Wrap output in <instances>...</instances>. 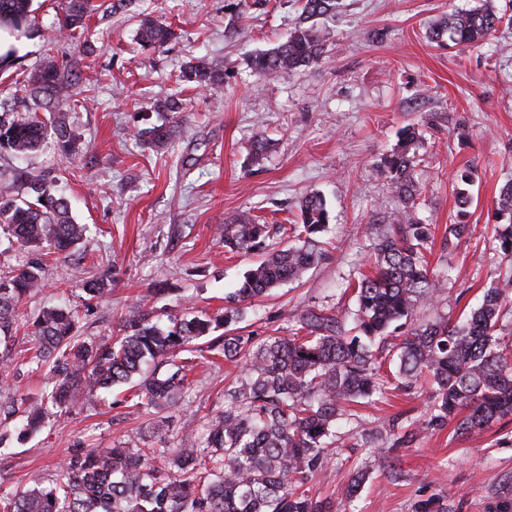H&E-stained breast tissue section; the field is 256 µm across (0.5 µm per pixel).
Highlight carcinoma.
Here are the masks:
<instances>
[{"instance_id":"carcinoma-1","label":"carcinoma","mask_w":512,"mask_h":512,"mask_svg":"<svg viewBox=\"0 0 512 512\" xmlns=\"http://www.w3.org/2000/svg\"><path fill=\"white\" fill-rule=\"evenodd\" d=\"M96 0H63L55 25L59 36L81 46ZM310 17L336 12V0H300ZM34 21L32 0H0V27L21 35ZM491 6L443 16L431 40H446L461 49L481 44L502 24ZM175 38L171 25L143 16L137 42L161 50ZM327 27H299L286 41L250 56L252 72L262 78L302 71L329 52ZM14 81L23 111L0 104V155L18 160L53 146L64 163L74 162L81 134L69 120L74 87L80 76L73 64L43 59ZM186 86L224 87V69L206 57L187 61L177 75ZM155 110L166 115L147 130L159 148L174 143L187 123L188 104L168 95ZM423 147L415 127L399 132L392 153L378 171L388 181L398 206L386 223L369 224L370 270L352 284L353 310L338 316L312 308L288 325V334L257 339L234 333L248 305L274 289L302 279L330 257L319 237L330 224L322 195L310 193L300 205L301 223L292 231L298 242L267 243L268 225L248 217L224 225V248L258 260L244 273L224 310L167 318L143 304L127 311L112 337L87 341L79 334V308L67 303L41 309L30 317L23 300L44 286L43 262L29 260L0 274V376H16L10 344L20 335L33 342L30 362L45 370L48 391L36 403L13 397L0 413L17 416L18 439L44 427L49 412L66 414L93 390L133 385V407L159 414L180 402L188 391L187 371L194 367L181 353L203 359L194 341L218 328L210 350L243 364L244 374L224 389V411L209 423L202 442L183 431L173 445L165 441L166 422H154L152 442L116 445L101 453L71 456L50 483L34 474L15 493L0 495V512H325L305 486L333 458L337 423L354 403L387 390L417 385L432 389L423 429L455 424L465 437L482 434L492 423L512 415V335L503 336L502 318L512 312V272L491 282L481 304L455 320L417 322L418 308L432 300L444 279L430 271L425 252L432 228L413 218L419 188L414 178ZM62 170H35L16 165L0 168V232L46 255L76 253L88 232L72 215L60 189ZM470 174L458 177L457 206L464 214L473 201ZM495 229L499 251L512 258V183L497 202ZM82 305L89 308L110 290L107 276L80 280ZM404 330L391 346L390 329Z\"/></svg>"}]
</instances>
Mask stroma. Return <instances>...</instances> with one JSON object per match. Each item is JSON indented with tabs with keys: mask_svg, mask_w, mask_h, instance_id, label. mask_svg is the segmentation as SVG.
Wrapping results in <instances>:
<instances>
[{
	"mask_svg": "<svg viewBox=\"0 0 512 512\" xmlns=\"http://www.w3.org/2000/svg\"><path fill=\"white\" fill-rule=\"evenodd\" d=\"M102 2L83 37L91 54L79 63L78 104L69 112L81 135V156L61 183L77 223L89 232L78 261L46 257L47 286L26 298L24 312L79 302L81 290L72 282L77 264L112 276L111 293L81 322L88 339L110 336L114 321L143 301L174 316L217 312L253 262L225 252V224L248 212L277 225L274 242L287 243L302 198L319 192L331 216L333 258L301 282L256 300L239 326L246 334L280 335L289 319L313 307L344 314L353 306L347 286L365 269L363 229L396 206L374 168L407 126L416 127L424 143L415 177L421 192L416 215L433 227L427 259L434 272L449 276L418 319L455 318L478 307L491 276L512 270L493 238L496 200L512 181V27L500 26L482 46L461 54L429 38L448 12L489 3L509 17L512 0H341L327 22L335 32L328 57L270 81L252 73L248 58L301 22L298 0H270L265 10L243 13L233 33L227 30L231 0ZM33 8L37 28L21 52L22 70L71 52L46 36L61 0H33ZM150 12L178 34L160 51L136 42L138 20ZM202 56L223 66V91L177 83L181 66ZM171 93L187 99L190 121L174 148L155 150L137 131L159 123L154 104ZM261 132L275 148L252 166L247 149ZM465 171L474 178L465 218L474 231L456 240L446 228L457 215L456 176ZM161 280L173 283L175 293L151 296L150 287ZM12 355L20 375L0 390V401L41 396L46 379L29 362V342L16 340ZM239 373L223 360L199 364L187 394L168 412V439L186 428L205 437L209 418L224 409L225 387ZM130 394L125 385L99 390L21 442L13 420L0 416V493L25 486L33 472L55 479L73 454L148 435L152 418L124 406ZM429 395L417 387L356 407L339 424L348 435L345 446L309 483L310 495L328 512H418L427 501L447 512H501L512 505V417L476 439L457 436L449 426L419 432L402 448L388 440L374 448L360 437L378 419L394 420L401 431L411 428L425 418ZM359 472L361 487L346 501V487Z\"/></svg>",
	"mask_w": 512,
	"mask_h": 512,
	"instance_id": "stroma-1",
	"label": "stroma"
}]
</instances>
